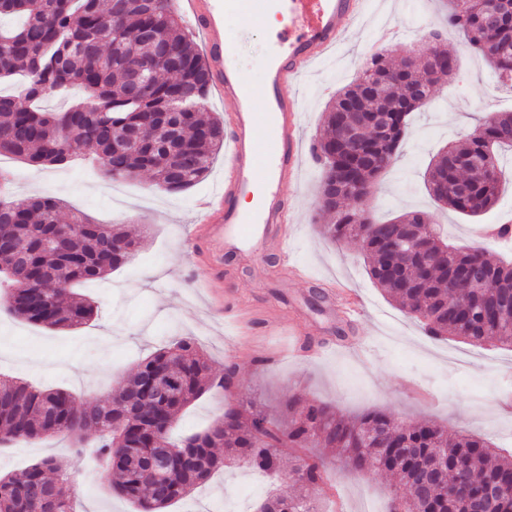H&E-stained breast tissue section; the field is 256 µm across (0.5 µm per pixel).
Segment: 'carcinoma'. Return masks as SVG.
I'll use <instances>...</instances> for the list:
<instances>
[{"mask_svg": "<svg viewBox=\"0 0 512 512\" xmlns=\"http://www.w3.org/2000/svg\"><path fill=\"white\" fill-rule=\"evenodd\" d=\"M496 40L486 37L488 18L482 0H448V24L499 72L512 54V0H498ZM19 16L13 29L0 28V79H24L22 95L0 94V156L10 155L40 167L64 165L84 148L93 151L105 177L126 180L152 174L168 193L190 189L207 172L224 146V125L204 115L211 74L196 43L185 32L172 0H0V18ZM147 64L151 81L134 97L129 70ZM375 89L353 80L327 105L323 133L313 152L323 164L319 197L338 195L321 210L331 223L322 225L332 242L355 237L374 284L397 301L406 314L424 322L434 339L455 336L472 345L512 348V261L484 249L450 245L431 219L418 211L392 220L365 224L346 201L359 185L383 175L399 158L410 117L426 104L429 85L411 71L392 79L400 65L375 53L364 63ZM73 87L82 96L69 108L48 112L39 102ZM367 112L388 125L383 141L366 132L365 157L340 139L341 126ZM512 148V113L486 125V137L466 135L437 154L424 179L430 195L451 210L477 217L497 198L499 152ZM60 203L48 197L0 198V237L20 246L15 262L0 274V308L24 321L68 330L88 323L94 306L74 286L103 280L139 247L118 224H97L74 211L59 218ZM421 235L420 259L403 271L387 272L386 247L408 228ZM477 263L483 277L472 282L468 267ZM153 376L171 382L174 395L155 398L143 385ZM213 386L207 361L196 344L179 339L141 361L114 400L93 397L76 403L62 389H39L0 374V446L69 435L78 445L94 435L97 452L112 473L111 490L135 505L136 512H165L175 500L205 483L227 462L281 475L299 492L271 495L257 512H314L305 489L324 482L328 463L296 455L283 461L282 448H333L346 472L389 471L410 493L393 497L390 512H462L460 501L439 487H424L430 466L448 472V488L459 464L470 487H490L512 480V456L499 454L474 432L448 439L427 421L407 427L394 424L384 411L354 418L335 406L291 397L288 427L260 409L232 407L206 430L174 443L170 431L182 410ZM379 434L380 447L366 448L358 437ZM224 449L220 457L214 449ZM164 453L170 466L153 479L151 460ZM52 460L0 476V512H74L78 494L68 474L51 478ZM302 481H294L296 472Z\"/></svg>", "mask_w": 512, "mask_h": 512, "instance_id": "carcinoma-1", "label": "carcinoma"}]
</instances>
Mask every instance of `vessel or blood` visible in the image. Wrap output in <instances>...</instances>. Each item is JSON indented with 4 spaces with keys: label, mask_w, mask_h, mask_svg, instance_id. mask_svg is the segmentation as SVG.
I'll return each instance as SVG.
<instances>
[{
    "label": "vessel or blood",
    "mask_w": 512,
    "mask_h": 512,
    "mask_svg": "<svg viewBox=\"0 0 512 512\" xmlns=\"http://www.w3.org/2000/svg\"><path fill=\"white\" fill-rule=\"evenodd\" d=\"M192 15L205 39V57L212 76L211 89L224 102L228 133L224 186L198 203V227L215 247H228L248 257L259 256L267 238L280 251L291 239L286 226L293 206L286 192L299 188L304 162L300 136L302 101L288 92L319 61L329 56L363 19L366 0H281L288 29L271 55L265 93L268 114L251 109L255 95L237 67L224 30L226 14L244 20L261 19L265 0H178ZM263 183L259 208L245 213L237 196L254 179Z\"/></svg>",
    "instance_id": "1"
}]
</instances>
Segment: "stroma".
<instances>
[{
	"mask_svg": "<svg viewBox=\"0 0 512 512\" xmlns=\"http://www.w3.org/2000/svg\"><path fill=\"white\" fill-rule=\"evenodd\" d=\"M369 2L368 14L339 53L298 87L306 143L318 135L336 89L360 72L378 29L396 28L397 37L387 47L396 60L426 47L425 30L439 32L437 48L454 54L459 68L435 83L428 104L413 113L398 162L373 185L369 208L380 221L424 211L456 244L499 251V242L487 240L482 230L512 219V154L502 157L494 207L476 219L435 203L423 174L433 156L480 120L512 112V90L494 89L490 65L449 28L442 0ZM225 26L233 35L239 67L253 87H262L269 36L258 24L234 15ZM0 165L13 170L16 195L57 198L62 214L81 210L99 223L124 225L144 241L108 279L83 287L96 305L85 325L58 331L0 311V373L44 389H66L80 401L106 399L119 393L141 359L188 337L205 352L211 376H222L228 365L236 374L230 388L209 389L183 411L175 436L203 431L230 405H251L287 419L282 402L294 396L333 402L349 416L378 408L407 423L434 421L452 436L477 432L500 453L512 454V349L474 346L453 336L430 338L421 321L399 310L370 279L359 241L325 239L320 226L328 218L318 208L321 168L314 157H306L303 182L292 201L291 253L310 268L307 281L286 277L274 250L257 263L229 255L210 264L198 260L204 244L190 238L198 219L195 205L223 176V154H216L202 180L179 194L154 187L148 173L111 182L79 161L39 170L10 158ZM204 279L223 282L228 315L214 310L199 286ZM338 283L360 297L358 320L337 313ZM46 458L79 484L76 512H134L128 500L110 490L108 471L92 455H74L62 436L0 447V475ZM326 460L330 471L324 484L308 490L319 512H362L366 506L387 512L397 477L383 471L348 476L335 454ZM289 489V482L234 463L168 512H235L242 494H250L256 504L267 492Z\"/></svg>",
	"mask_w": 512,
	"mask_h": 512,
	"instance_id": "1",
	"label": "stroma"
}]
</instances>
